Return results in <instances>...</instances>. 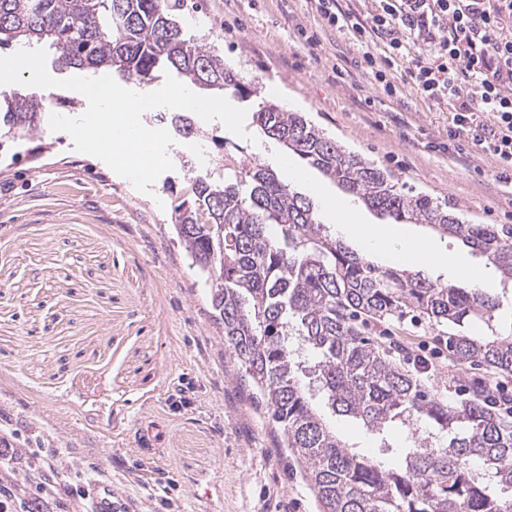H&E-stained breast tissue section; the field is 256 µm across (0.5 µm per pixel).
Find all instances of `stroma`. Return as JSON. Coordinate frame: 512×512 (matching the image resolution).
I'll list each match as a JSON object with an SVG mask.
<instances>
[{
  "mask_svg": "<svg viewBox=\"0 0 512 512\" xmlns=\"http://www.w3.org/2000/svg\"><path fill=\"white\" fill-rule=\"evenodd\" d=\"M176 17L249 85L225 91L246 109V137L196 120L175 136L150 193L41 123L31 138L0 132V430L92 454L131 512H163L145 484H170L176 512H319L279 431L224 350L207 290L173 228V205L196 177L272 165L252 119L268 87L400 187L446 203L472 224L512 225V185L499 163L448 146L453 107L411 87L387 97L352 32L326 28L312 0H177ZM389 340L431 366L433 393L453 396L482 367L448 375L443 328L404 322ZM316 409L353 451L390 464L392 447L357 420Z\"/></svg>",
  "mask_w": 512,
  "mask_h": 512,
  "instance_id": "stroma-1",
  "label": "stroma"
}]
</instances>
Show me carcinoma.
Returning a JSON list of instances; mask_svg holds the SVG:
<instances>
[{"label": "carcinoma", "mask_w": 512, "mask_h": 512, "mask_svg": "<svg viewBox=\"0 0 512 512\" xmlns=\"http://www.w3.org/2000/svg\"><path fill=\"white\" fill-rule=\"evenodd\" d=\"M42 42L63 70L109 69L142 85L167 69L189 85L245 90L220 55L187 35L169 0H0V49ZM45 102L0 89V127L14 141L34 135ZM254 118L368 208L461 239L512 283L511 224H468L446 203L403 192L297 112L266 103ZM171 124L186 137L198 133L187 112L172 114ZM245 177L246 194L236 177L222 186L195 179L192 200L173 209L174 229L209 288L225 350L301 464L319 512H512V498L503 497L512 491V413L499 410L503 395L483 382L451 400L437 396L423 368L405 366L401 348L369 336L370 327L409 316L447 325L450 373L478 365L512 377V326L497 327L499 295L375 266L329 233L313 202L271 169L256 163ZM474 322L491 334H472ZM296 340L313 352L312 365L299 361ZM305 370L330 408L361 421L381 447H391V430L407 434L391 467L336 435L301 384Z\"/></svg>", "instance_id": "1"}]
</instances>
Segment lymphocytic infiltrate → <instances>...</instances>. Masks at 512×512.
Wrapping results in <instances>:
<instances>
[{
  "label": "lymphocytic infiltrate",
  "mask_w": 512,
  "mask_h": 512,
  "mask_svg": "<svg viewBox=\"0 0 512 512\" xmlns=\"http://www.w3.org/2000/svg\"><path fill=\"white\" fill-rule=\"evenodd\" d=\"M366 23L352 22L338 0H316L336 31L369 33L363 62L387 97L412 85L422 100L454 103L451 139L512 167V0H376ZM392 72L377 69L378 59ZM65 450L16 447L0 432V512H102L110 500L105 477L68 466ZM58 478L46 481L47 471Z\"/></svg>",
  "instance_id": "obj_1"
}]
</instances>
